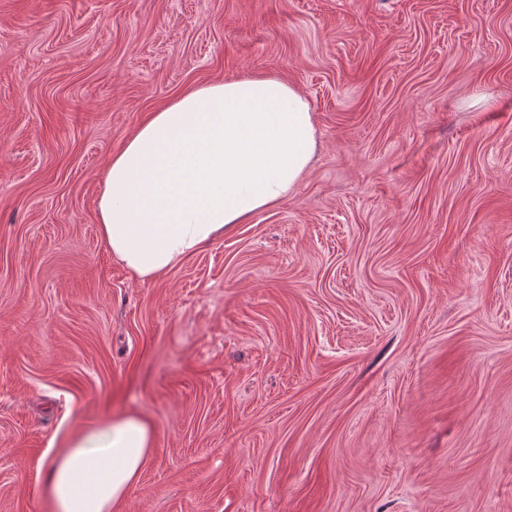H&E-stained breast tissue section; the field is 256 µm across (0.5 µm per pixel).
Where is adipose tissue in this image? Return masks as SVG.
Returning a JSON list of instances; mask_svg holds the SVG:
<instances>
[{"mask_svg": "<svg viewBox=\"0 0 512 512\" xmlns=\"http://www.w3.org/2000/svg\"><path fill=\"white\" fill-rule=\"evenodd\" d=\"M316 150L308 102L274 76L193 87L153 112L107 165L100 233L132 275L180 265L295 190ZM144 419L92 426L46 463L55 512H113L152 445Z\"/></svg>", "mask_w": 512, "mask_h": 512, "instance_id": "adipose-tissue-1", "label": "adipose tissue"}]
</instances>
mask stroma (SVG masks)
I'll return each mask as SVG.
<instances>
[{"label": "stroma", "instance_id": "stroma-1", "mask_svg": "<svg viewBox=\"0 0 512 512\" xmlns=\"http://www.w3.org/2000/svg\"><path fill=\"white\" fill-rule=\"evenodd\" d=\"M266 73L310 104L299 187L133 278L112 154ZM126 415L117 512H512V0H0V512Z\"/></svg>", "mask_w": 512, "mask_h": 512}]
</instances>
